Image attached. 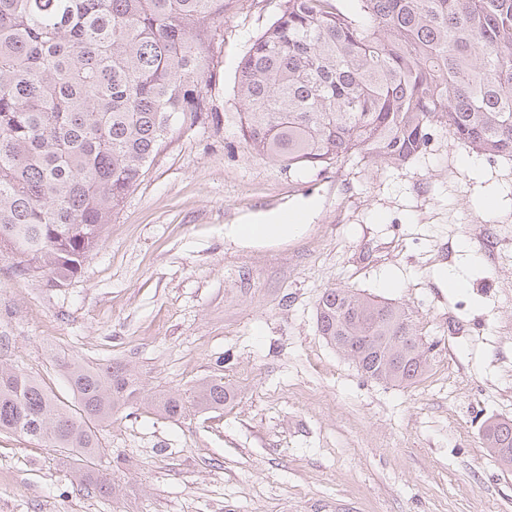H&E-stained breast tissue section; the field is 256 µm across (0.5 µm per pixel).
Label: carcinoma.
Instances as JSON below:
<instances>
[{
  "instance_id": "cac0c4a2",
  "label": "carcinoma",
  "mask_w": 512,
  "mask_h": 512,
  "mask_svg": "<svg viewBox=\"0 0 512 512\" xmlns=\"http://www.w3.org/2000/svg\"><path fill=\"white\" fill-rule=\"evenodd\" d=\"M226 0H0V258L18 277L68 285L103 242L175 121L216 118L209 89ZM239 134L294 170L351 159L404 166L434 125L455 144L512 157V0H283L243 56ZM317 327L371 380L411 385L431 347L409 310L330 288ZM72 401L0 366V431L44 442L101 494L98 427L139 400L122 364L72 362ZM224 377L191 399L163 394L169 418L222 409ZM482 443L512 468V419Z\"/></svg>"
}]
</instances>
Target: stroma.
Returning a JSON list of instances; mask_svg holds the SVG:
<instances>
[{
	"mask_svg": "<svg viewBox=\"0 0 512 512\" xmlns=\"http://www.w3.org/2000/svg\"><path fill=\"white\" fill-rule=\"evenodd\" d=\"M281 4L229 8L218 124L175 126L68 286L0 261L1 364L67 401L60 357L123 363L144 395L97 430L109 497L48 444L0 432V512H512V471L480 442L485 420L512 419V160L440 127L403 167L291 171L254 154L238 66ZM287 210L306 214L297 239L230 234ZM489 215L492 264L459 249ZM446 269L468 290L443 286ZM344 287L409 308L434 346L416 383L367 380L320 335L318 301ZM214 376L234 393L224 409L177 420L150 400Z\"/></svg>",
	"mask_w": 512,
	"mask_h": 512,
	"instance_id": "35a3bbf8",
	"label": "stroma"
}]
</instances>
